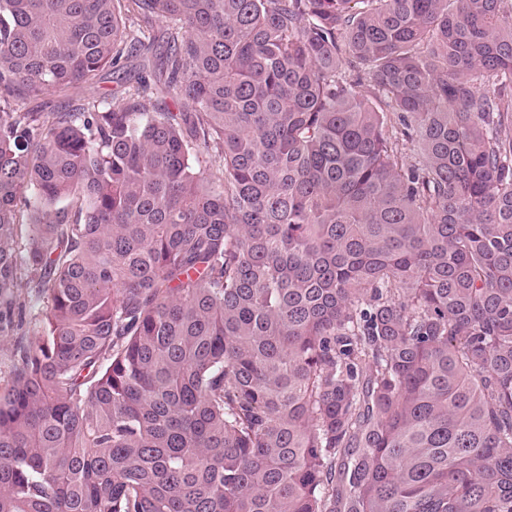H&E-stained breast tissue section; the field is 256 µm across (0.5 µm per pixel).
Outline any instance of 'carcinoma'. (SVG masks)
Here are the masks:
<instances>
[{"label":"carcinoma","mask_w":512,"mask_h":512,"mask_svg":"<svg viewBox=\"0 0 512 512\" xmlns=\"http://www.w3.org/2000/svg\"><path fill=\"white\" fill-rule=\"evenodd\" d=\"M23 280L0 512H512V0H0ZM135 66L136 61L130 59L124 73L123 70L120 71V74L118 72L114 73L113 69L102 72L94 88L86 95L106 96L109 101L112 100L113 93L118 92L120 94L125 87L135 83L138 72ZM18 294L25 307L24 323L21 329L14 326V330L9 329L0 332V383L1 380L3 381L7 378L11 370L16 341L23 334L32 337L37 329L34 317L41 309L45 308L47 303L46 295L31 292V289L27 288L25 281L22 282L21 288H18Z\"/></svg>","instance_id":"obj_1"}]
</instances>
